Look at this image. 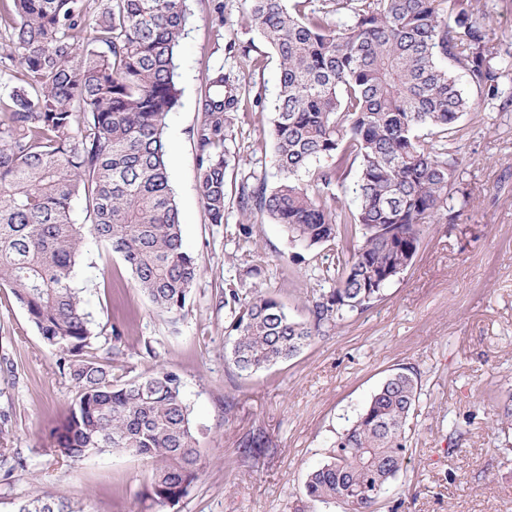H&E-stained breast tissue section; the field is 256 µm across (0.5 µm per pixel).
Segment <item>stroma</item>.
Segmentation results:
<instances>
[{"mask_svg":"<svg viewBox=\"0 0 512 512\" xmlns=\"http://www.w3.org/2000/svg\"><path fill=\"white\" fill-rule=\"evenodd\" d=\"M487 39L512 52V0H480ZM176 58L182 96L166 119L168 172L185 247L202 273L182 311L156 309L132 286L122 257L88 242L74 271L100 332L96 353L135 378L153 367L179 374L198 428L201 471L188 494L160 506L148 496L151 467L123 453L70 465L47 434L75 396L11 289L0 285V418L17 467L0 470V512L51 492L74 512H343L309 501L304 483L326 459L371 394L399 367L421 394L406 424L403 469L376 512H512V110L464 114L459 187L450 220L426 224L411 266L367 311L325 326L297 356L246 373L229 359V320L216 302L232 276L244 289L275 294L289 316L308 320L330 288L327 269L347 258L349 241L296 252L281 225L255 216L238 241L237 196L245 180L274 187L279 172L268 132L278 62L241 21L239 0H188ZM250 45L249 55L240 46ZM224 69L241 100L236 163L226 173L223 223H211L196 191L193 131L206 79ZM260 268L247 274L248 265ZM129 327L114 339L111 326Z\"/></svg>","mask_w":512,"mask_h":512,"instance_id":"35a3bbf8","label":"stroma"}]
</instances>
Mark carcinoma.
<instances>
[{"label":"carcinoma","mask_w":512,"mask_h":512,"mask_svg":"<svg viewBox=\"0 0 512 512\" xmlns=\"http://www.w3.org/2000/svg\"><path fill=\"white\" fill-rule=\"evenodd\" d=\"M186 16L187 0H0L11 62L0 91V285L76 389L50 447L69 464L92 448L150 461L149 496L161 506L199 477L181 379L156 368L127 380L112 359L94 355L97 333L72 273L86 244L103 242L121 254L134 287L170 314L184 308L200 276L183 243L165 140L181 97L175 59ZM241 19L278 60L269 138L281 175L271 190L241 183V214L267 216L308 251L358 239L307 321L291 318L271 293L224 289L231 360L253 373L380 300L386 282L373 276L410 266L420 227L448 216L460 117L505 96L512 54L489 47L478 0H241ZM459 73L480 102L464 94ZM226 83L221 70L208 77L194 131L197 192L213 224L224 223L226 142L239 108L224 95ZM423 129L437 140L422 138ZM349 161L358 167L354 211L317 189L341 180ZM314 163L312 183L301 182ZM78 197L89 224L72 220ZM417 399L414 373H391L309 471L305 495L372 512L404 466ZM17 512L71 510L47 493Z\"/></svg>","instance_id":"cac0c4a2"}]
</instances>
